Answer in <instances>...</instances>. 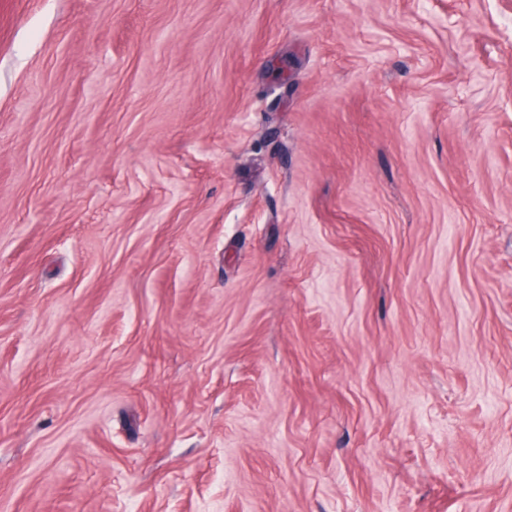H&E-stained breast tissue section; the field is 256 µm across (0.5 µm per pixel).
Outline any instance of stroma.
<instances>
[{"label": "stroma", "mask_w": 512, "mask_h": 512, "mask_svg": "<svg viewBox=\"0 0 512 512\" xmlns=\"http://www.w3.org/2000/svg\"><path fill=\"white\" fill-rule=\"evenodd\" d=\"M0 512H512V0H0Z\"/></svg>", "instance_id": "1"}]
</instances>
